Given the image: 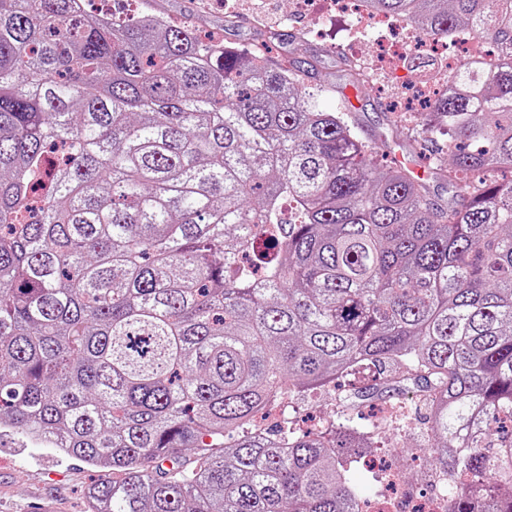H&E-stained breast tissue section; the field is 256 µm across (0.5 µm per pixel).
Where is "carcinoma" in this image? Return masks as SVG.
<instances>
[{
  "label": "carcinoma",
  "mask_w": 512,
  "mask_h": 512,
  "mask_svg": "<svg viewBox=\"0 0 512 512\" xmlns=\"http://www.w3.org/2000/svg\"><path fill=\"white\" fill-rule=\"evenodd\" d=\"M82 4L0 0V429L107 474L91 512H359L356 389L399 373L447 512H512V0H369L493 54L396 125L446 201L318 107L305 41Z\"/></svg>",
  "instance_id": "cac0c4a2"
}]
</instances>
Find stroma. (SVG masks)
Segmentation results:
<instances>
[{
	"label": "stroma",
	"mask_w": 512,
	"mask_h": 512,
	"mask_svg": "<svg viewBox=\"0 0 512 512\" xmlns=\"http://www.w3.org/2000/svg\"><path fill=\"white\" fill-rule=\"evenodd\" d=\"M291 0H244L234 13L226 15L218 0H151L153 12L188 16L197 26L223 37L230 47L261 40L275 30L282 40L302 36L318 55L313 87L321 88L322 109L335 110V88L348 97L360 135L366 141L387 140L393 156L413 169L424 162L396 136L394 116L384 107L382 91L357 92L350 86L337 57L356 56L369 61L380 53L373 38L355 32V20L339 13L312 21L304 13H291ZM100 472L81 462L30 442L16 432L0 433V512H88L86 489L97 482Z\"/></svg>",
	"instance_id": "1"
}]
</instances>
